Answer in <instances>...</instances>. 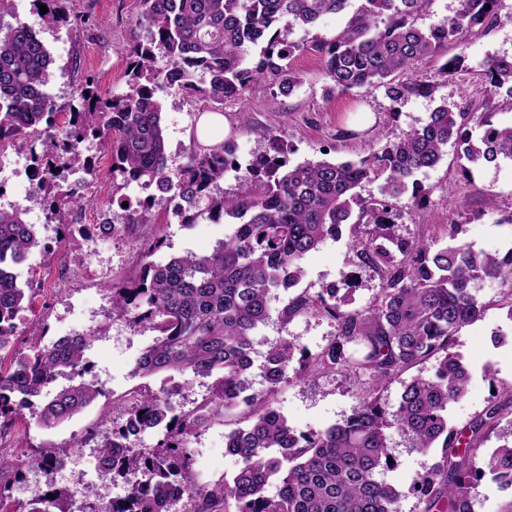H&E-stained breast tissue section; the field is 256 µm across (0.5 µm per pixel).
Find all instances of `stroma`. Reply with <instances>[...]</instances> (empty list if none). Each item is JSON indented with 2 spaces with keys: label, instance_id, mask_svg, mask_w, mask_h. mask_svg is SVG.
Returning <instances> with one entry per match:
<instances>
[{
  "label": "stroma",
  "instance_id": "1",
  "mask_svg": "<svg viewBox=\"0 0 512 512\" xmlns=\"http://www.w3.org/2000/svg\"><path fill=\"white\" fill-rule=\"evenodd\" d=\"M362 0H350L346 10L322 17L313 27L288 34L299 48L290 67L299 78L291 95H274L272 88L259 84L242 96L225 102L228 123L226 140L234 142L240 163L262 147L269 134L282 135L288 145L290 164L306 160H359L380 149L382 129L402 133L424 125L440 104L469 106L475 118L489 116L493 125H512V98L491 94L481 74L490 57H512V0H503L498 18L491 25L476 27L461 43L449 44V55H463L464 65L453 75L441 71L443 57L426 58L416 65L419 79L427 82L426 95H409L392 105L384 88L329 92L322 73L319 46L330 44L349 26ZM10 15L30 24L48 49L53 64L46 91L57 105H66L84 75L95 76L101 94L119 96L128 90L125 53L144 33L136 23L133 0H69L71 13L82 22L70 27L45 26L33 0H7ZM164 104L162 124L171 167L186 164L194 148L197 123L211 106L199 100L187 102L167 91H159ZM249 114L243 125L241 114ZM427 201L416 208L411 195L396 202L398 219L393 227L403 237L425 236L439 243L448 240V227L460 225L459 238L473 250L502 255L512 248V162L496 165L467 163L459 148L448 145L441 162L420 173ZM7 197L22 202L28 223L40 224L46 211L45 187L36 173L0 184ZM153 223L143 224L135 234L107 237L96 227L82 230L73 226L55 236L39 233V247L33 249L19 268L22 279L31 280L33 292L18 326L17 349H28L32 332L54 340L69 331L106 327L87 352L93 365L90 378L104 395L61 425L39 424L34 409H23L20 419L6 427L8 443L26 451L29 464L23 468L5 495L6 504L18 507L46 489V478L36 464L44 448H70L71 468L63 486L79 489L99 484L95 445L73 447L74 438L94 431L105 435L123 421L122 404L135 391H159L163 377L133 375L135 362L152 344L151 330L132 326L125 317L101 313L99 305L110 303L112 286L133 278L140 266L143 242L159 237L163 244L155 260L162 261L194 251L202 253L223 239L227 224L207 220L177 224L164 200H156ZM304 275L296 287L273 291L271 317L254 332L255 353L248 379L254 392H266L270 404L287 416L300 432L318 430L350 416L364 402L366 376L343 372L320 373L308 378L289 374L274 391H267L262 365L266 352L287 338H297L311 353H318L333 338L335 325L313 314L286 320L282 310L297 293L314 295L333 286L345 309H362L377 296L380 281L369 267L359 265L352 249V236L342 231L326 239L303 262ZM497 282L483 284L479 291L486 305L481 320L461 329L454 349L471 371L466 395L448 406V424L462 429L484 410L512 396V310L508 309ZM247 407H239L215 420L190 443L193 470L199 485L211 486L231 478L240 468L238 457L227 453L225 436L247 426ZM395 466L386 475L401 493L398 512H418L417 500L408 488L417 474L439 459L438 451L426 453L394 437Z\"/></svg>",
  "mask_w": 512,
  "mask_h": 512
}]
</instances>
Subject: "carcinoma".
<instances>
[{"label":"carcinoma","instance_id":"cac0c4a2","mask_svg":"<svg viewBox=\"0 0 512 512\" xmlns=\"http://www.w3.org/2000/svg\"><path fill=\"white\" fill-rule=\"evenodd\" d=\"M37 2L48 8L41 15L45 25L71 24L63 0ZM348 2L135 0L137 22L146 36L127 49L129 91L104 97L95 79L86 78L82 95L65 107L68 121L60 126L54 120L60 107L45 91L52 58L28 23L4 21L0 0V148L8 144L29 150L48 187L52 216L93 205L80 191H64L56 183L58 161L83 169L91 159L79 146L106 141L112 185L132 180L152 184L178 201L183 223L206 218L229 225L212 251L165 262L150 260L160 246L154 239L143 251L146 262L138 277L112 288V311L156 332L153 344L137 359L135 373H164L168 380L214 375L209 397L179 414L169 403V389L141 393L124 407V422L99 445L102 459L116 448L125 449L112 461V478L126 484L121 498L107 501L94 486L72 490L50 481L48 492L20 512H76L78 495L100 504L91 512H171L178 489L189 504L186 512H397L399 492L385 479L394 433L421 452L440 448V460L411 484L420 512H474L485 479L512 489V440L489 455L481 451L502 404L491 405L461 431L448 426V405L461 399L470 383L462 357L452 351L455 338L482 318L479 290L485 281L500 284L512 312V249L502 256L476 252L458 241L457 224L448 225V244L440 248L422 237L410 240L390 233L396 219L393 201L409 192L416 206L424 205L416 175L435 167L448 144L463 147L470 163L496 165L512 160V126L484 121L475 137L470 113L445 102L419 128L395 138L390 130L382 131L384 147L358 161L296 165L289 164L283 140L272 136L246 165L247 191L241 194L213 191L226 173L239 170L236 149L228 141L193 149L182 166L168 165L157 91L169 89L219 105L259 83L289 94L298 78L288 60L299 44L284 35L342 11ZM500 3L460 0L455 16L421 29L411 18L422 0H365L353 24L335 42L318 47L323 74L330 89L342 94L383 87L394 104L410 94H425L429 86L424 82H400L396 74L424 57L443 54L467 31L498 17ZM257 45L260 52L252 58L250 48ZM159 57L167 60L163 69L154 66ZM483 72L492 93L503 90L512 98V59L490 58ZM372 181L381 182L380 198L365 199L358 188ZM355 207L359 218L389 242L376 243L359 223L350 227L359 264L380 279L378 297L362 310L348 311L336 305L334 288L315 296L297 294L283 317L320 314L335 323L336 334L314 356L295 338L282 341L265 355L263 377L271 390L296 361L299 375L337 370L366 374L369 396L342 422L298 433L283 414L251 392L253 332L270 317L273 290L298 284L305 258L339 234ZM151 208L146 202L128 203L123 208L128 224L122 228L154 223ZM25 214L20 206L0 210V350L14 346L16 319L32 291L20 286L16 272L39 246ZM93 338L84 333L15 352L8 369H0V429L34 399L42 400L38 423L45 427L71 419L96 401L101 392L87 380L91 364L86 352ZM431 357L438 362L434 376L404 382L394 410L374 397L379 386ZM62 375L72 384L48 395L47 383ZM242 404L250 409L252 422L225 436L227 452L240 459L241 467L221 484L198 485L190 438ZM147 431L159 435L151 449L140 447ZM66 454L48 449L38 464L48 472ZM137 472L147 479H128ZM272 482L277 491L269 496Z\"/></svg>","mask_w":512,"mask_h":512}]
</instances>
